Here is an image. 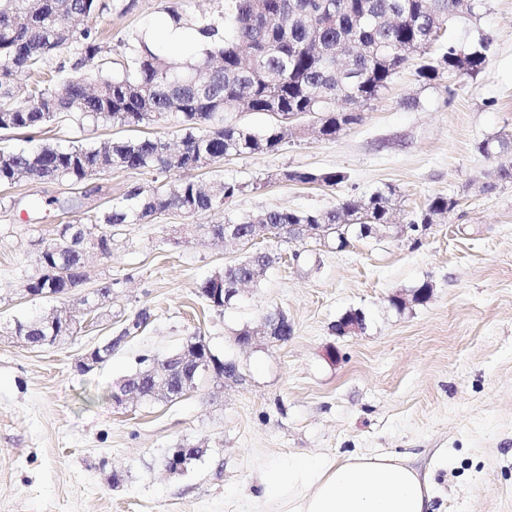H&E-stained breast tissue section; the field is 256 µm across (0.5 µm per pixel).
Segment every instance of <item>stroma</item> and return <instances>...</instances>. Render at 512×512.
I'll list each match as a JSON object with an SVG mask.
<instances>
[{"label":"stroma","instance_id":"35a3bbf8","mask_svg":"<svg viewBox=\"0 0 512 512\" xmlns=\"http://www.w3.org/2000/svg\"><path fill=\"white\" fill-rule=\"evenodd\" d=\"M121 2L125 11L89 21L120 61L126 43L178 0ZM483 36L491 44L478 73L425 81L411 61L335 139L319 137L307 117L304 132L276 152L196 170V178L244 186L203 216L206 224L271 209L330 210L386 186L402 224L432 196L459 201L422 235L355 239L341 251L269 241L278 263L221 311L198 287L243 247L205 236L172 244L185 218L169 211L112 227V256L95 261L87 281H113L112 302L82 319L79 333L50 347L18 344L14 317L51 309L23 291L39 271V239L152 177L115 168L85 186L0 187V512H242L259 491L260 463L294 452L393 454L431 475L439 512H512V183L495 175L512 164V151L478 149L512 138V0H483L476 16L449 23L443 41L464 51ZM127 136L109 126L85 131L70 118L48 138L65 148ZM293 169L345 179L333 187L280 180ZM425 282L430 297L415 301ZM142 309L148 324L124 335ZM353 310L364 314L363 330L337 334L336 321ZM272 312L287 317V342L235 345ZM196 332L219 359L236 361L240 381L209 378L176 403L113 404V387L141 356L170 352ZM107 338L111 360L80 371L84 353ZM201 441L209 456L167 474L168 449ZM116 471L125 476L117 487Z\"/></svg>","mask_w":512,"mask_h":512}]
</instances>
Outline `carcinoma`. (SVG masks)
I'll return each mask as SVG.
<instances>
[{
  "label": "carcinoma",
  "mask_w": 512,
  "mask_h": 512,
  "mask_svg": "<svg viewBox=\"0 0 512 512\" xmlns=\"http://www.w3.org/2000/svg\"><path fill=\"white\" fill-rule=\"evenodd\" d=\"M224 0V10L198 22L196 30L211 39L194 62L164 55L140 35L128 45L131 63L122 72L103 73L112 49L98 31L86 26L80 35L65 36L57 25L63 16L81 21L112 11L113 0H0V127L9 133L47 134L64 117L93 127L135 131L161 117L182 126L178 150L170 159V142L161 136H138L97 146L77 141L62 149L43 143L31 150L0 147V186L24 179L81 185L105 168L148 172H190L227 154H264L279 149L288 128L274 122L262 132L229 124L224 113L277 112L311 116L319 133L334 139L360 120L358 108L376 99L396 71L414 56H425L440 41L442 27L466 6L474 15L481 0ZM81 44L80 63L97 62L96 80L49 68V59L73 43ZM490 39L482 37L467 51L445 46L424 61L418 76L432 81L443 72L477 73L486 64ZM296 183L335 186L345 175L333 170L295 169ZM241 192L235 182L188 178L173 184L136 186L119 200L87 216L85 223L59 224L48 246L37 251L41 273L27 280L36 297H62L86 282L84 255L90 240L99 241L100 257L112 256V235L92 229L148 224L166 211L200 217ZM392 188L366 198H347L327 211L271 210L240 220L269 224L276 238L290 224H323L327 239L341 241L346 225L361 207L368 224H388ZM457 206L437 195L410 221L435 224ZM58 242V249L51 243ZM275 255L257 248L236 264L207 278L199 288L208 306L224 309V289L248 277L259 284L275 263ZM11 335L26 336L40 347L52 336H72L55 310L17 319Z\"/></svg>",
  "instance_id": "obj_1"
}]
</instances>
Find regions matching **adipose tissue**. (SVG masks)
<instances>
[{
    "instance_id": "1",
    "label": "adipose tissue",
    "mask_w": 512,
    "mask_h": 512,
    "mask_svg": "<svg viewBox=\"0 0 512 512\" xmlns=\"http://www.w3.org/2000/svg\"><path fill=\"white\" fill-rule=\"evenodd\" d=\"M260 471L246 512H436L432 479L393 455L292 454Z\"/></svg>"
}]
</instances>
